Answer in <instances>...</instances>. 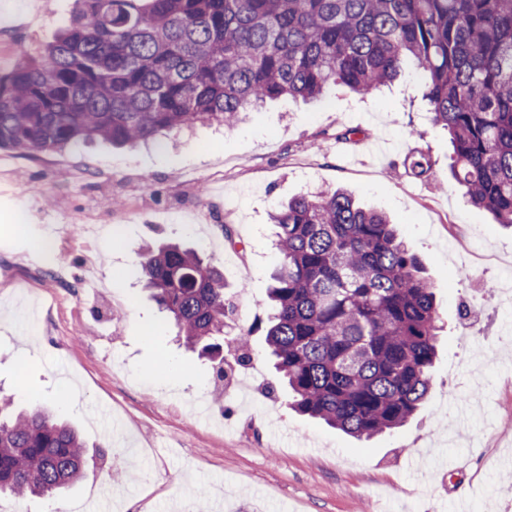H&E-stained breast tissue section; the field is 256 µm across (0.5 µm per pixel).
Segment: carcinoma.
<instances>
[{
  "instance_id": "obj_1",
  "label": "carcinoma",
  "mask_w": 512,
  "mask_h": 512,
  "mask_svg": "<svg viewBox=\"0 0 512 512\" xmlns=\"http://www.w3.org/2000/svg\"><path fill=\"white\" fill-rule=\"evenodd\" d=\"M33 58L0 75V147L136 145L197 124L233 127L283 96L330 85L368 95L416 60L431 122L470 204L512 227V0H75ZM416 176L426 155L407 158ZM278 266L267 344L296 411L358 438L423 406L442 326L433 285L385 213L346 190L289 200L272 216ZM140 275L190 347L216 359L233 304L224 270L177 244L147 247ZM252 329L233 338L249 359ZM76 430L0 401V493L46 496L84 476Z\"/></svg>"
}]
</instances>
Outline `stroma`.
Here are the masks:
<instances>
[{"label": "stroma", "instance_id": "obj_1", "mask_svg": "<svg viewBox=\"0 0 512 512\" xmlns=\"http://www.w3.org/2000/svg\"><path fill=\"white\" fill-rule=\"evenodd\" d=\"M73 7L0 0V74L16 45L40 55ZM348 128L356 137L337 139ZM417 150L431 163L423 178L405 164ZM451 153L411 61L382 92L284 97L230 130L137 148L0 150V397L48 405L89 453L85 477L53 494L58 512L97 488L128 501L103 512L194 499L199 512L212 499L226 512H512V228L466 201ZM326 187L393 218L444 323L424 409L368 441L293 411L264 339L278 258L270 216ZM47 239L57 267L21 265ZM167 240L223 268L234 323L253 330L249 361L223 377L176 342L137 273L140 248ZM477 248L495 263L479 264ZM457 462L463 487L452 493Z\"/></svg>", "mask_w": 512, "mask_h": 512}]
</instances>
